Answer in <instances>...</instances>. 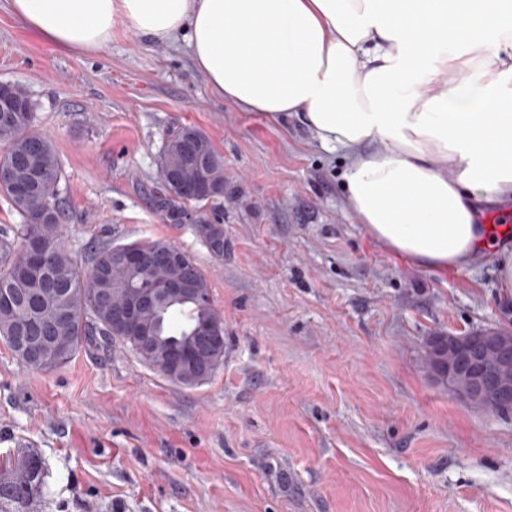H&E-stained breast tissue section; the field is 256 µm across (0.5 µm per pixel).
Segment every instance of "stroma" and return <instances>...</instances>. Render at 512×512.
I'll list each match as a JSON object with an SVG mask.
<instances>
[{"label": "stroma", "instance_id": "35a3bbf8", "mask_svg": "<svg viewBox=\"0 0 512 512\" xmlns=\"http://www.w3.org/2000/svg\"><path fill=\"white\" fill-rule=\"evenodd\" d=\"M0 82L36 105L61 160L63 240L78 269L136 239L187 253L224 318V362L193 388L118 342L53 370L0 343V454L40 459L34 512H512V413L477 410L433 375V336L512 331L496 257L419 268L343 205V152L295 120L224 101L183 41L123 19L93 54L59 51L0 7ZM224 158V252L156 205L169 133Z\"/></svg>", "mask_w": 512, "mask_h": 512}]
</instances>
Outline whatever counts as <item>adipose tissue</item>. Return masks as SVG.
<instances>
[{"label":"adipose tissue","instance_id":"1","mask_svg":"<svg viewBox=\"0 0 512 512\" xmlns=\"http://www.w3.org/2000/svg\"><path fill=\"white\" fill-rule=\"evenodd\" d=\"M57 49L95 53L112 24L185 35L224 100L298 120L345 157L344 205L416 266L466 270L500 251L512 292V0H6Z\"/></svg>","mask_w":512,"mask_h":512}]
</instances>
